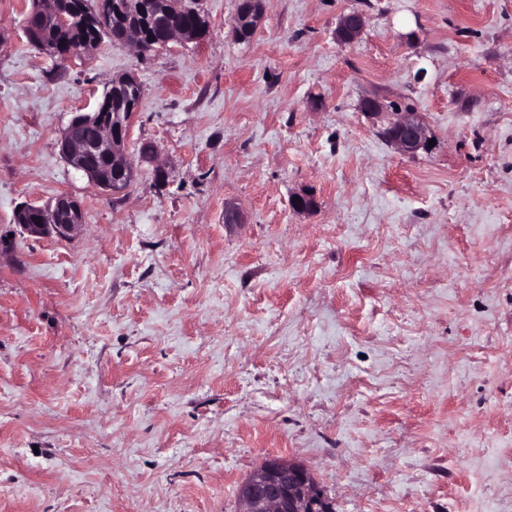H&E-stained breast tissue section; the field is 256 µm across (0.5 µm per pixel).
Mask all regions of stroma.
Wrapping results in <instances>:
<instances>
[{
	"label": "stroma",
	"instance_id": "35a3bbf8",
	"mask_svg": "<svg viewBox=\"0 0 512 512\" xmlns=\"http://www.w3.org/2000/svg\"><path fill=\"white\" fill-rule=\"evenodd\" d=\"M236 5L60 62L0 0V512H237L271 456L336 512H512V0H264L245 41ZM128 73L168 178L115 199L57 141ZM63 192L76 236L14 224ZM365 27L364 15L359 11H352L341 17L336 37L344 43L355 42L363 34ZM383 103L375 97L362 102V111L371 119L383 122L380 133L400 153L414 155L428 145L427 126L421 112L405 109L399 112H383Z\"/></svg>",
	"mask_w": 512,
	"mask_h": 512
}]
</instances>
